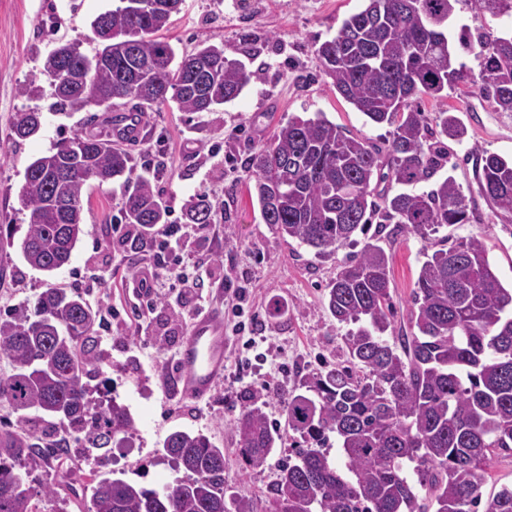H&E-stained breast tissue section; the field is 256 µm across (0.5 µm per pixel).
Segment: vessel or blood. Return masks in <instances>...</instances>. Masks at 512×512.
<instances>
[{"label": "vessel or blood", "mask_w": 512, "mask_h": 512, "mask_svg": "<svg viewBox=\"0 0 512 512\" xmlns=\"http://www.w3.org/2000/svg\"><path fill=\"white\" fill-rule=\"evenodd\" d=\"M227 338L224 316L212 310L197 316L177 351V389L184 398L201 401L214 391L224 375Z\"/></svg>", "instance_id": "obj_1"}]
</instances>
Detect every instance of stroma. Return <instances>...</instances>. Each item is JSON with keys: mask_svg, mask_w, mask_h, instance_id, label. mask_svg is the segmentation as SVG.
Here are the masks:
<instances>
[{"mask_svg": "<svg viewBox=\"0 0 512 512\" xmlns=\"http://www.w3.org/2000/svg\"><path fill=\"white\" fill-rule=\"evenodd\" d=\"M117 4L0 0V310L10 311L53 285L81 294L97 313H109L108 321L94 325L103 359L100 371L85 382L92 400H116L136 421L132 434L99 450L93 459L85 438L72 439L61 451L62 470L39 467L26 483L36 493L37 512H95L91 488L98 480L121 479L161 489L176 476L164 456L165 439L177 429L199 431L224 450L228 496H248L254 512H268V489L300 438L285 434L268 466L252 470L241 461L233 423L249 394L267 386L276 394L268 398L265 411L271 421H281L279 393L300 387L309 374L343 360L346 329L328 312L324 289L353 249L345 246L321 259L307 246L280 239L261 219L242 162L295 115L312 118L320 113L348 133L380 146L389 144L392 125L367 122L319 72L316 61L317 47L335 37L344 20L365 8L366 0H185L164 33L176 55L220 43L253 74L237 99L210 112H182L171 101L152 107L143 114L142 138L124 144L132 157V180L142 175L146 161L162 156L165 170L155 187L169 208L168 223L188 224V206L197 198L212 204L220 230H197L185 252V266L222 258L225 276L245 279L253 289L255 333L266 342L247 353L240 342L231 341L224 378L205 401L177 395L175 355L195 311L221 307L230 327L235 322L232 305L225 302L222 287L207 283L187 298L179 289H161L151 312L137 316L140 297L132 279L148 258L131 252L128 242L112 230L113 220L123 213L127 191L134 188L132 180L85 191V233L69 263L54 273L30 267L18 248L28 230V212L20 199L28 164L75 132H110L101 107L70 116L53 109L41 73L43 59L59 42L75 39L81 40L84 53L94 54L91 24ZM454 23L497 36L512 30V16L492 15L474 0H457ZM245 32L251 33L253 44L241 42ZM31 81L43 86L40 97L21 95V87ZM414 104L428 123L449 109L466 125L467 138L448 144L451 174L461 187L474 182L465 162L471 146L512 158V113L496 111L478 88L458 86L449 89L443 102L422 97ZM31 108L40 111L41 127L14 144L8 136L10 122L15 113ZM475 209L477 221L440 228L426 241L401 230L390 235L385 249L392 255L390 277L399 326L408 323L426 252L444 239L482 240L502 284L512 286V223L492 216L484 201H477ZM275 305L280 308L276 315L271 312Z\"/></svg>", "mask_w": 512, "mask_h": 512, "instance_id": "obj_1", "label": "stroma"}]
</instances>
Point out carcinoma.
<instances>
[{"label":"carcinoma","instance_id":"1","mask_svg":"<svg viewBox=\"0 0 512 512\" xmlns=\"http://www.w3.org/2000/svg\"><path fill=\"white\" fill-rule=\"evenodd\" d=\"M183 2L141 14L120 0L94 19L91 41L100 42L106 29L112 33V64L87 74L97 105L110 112L124 100L142 112L172 100L183 112H210L239 97L252 77L241 61L223 57L205 91L192 70L195 55L224 46L205 45L175 62L161 32ZM457 2L368 0L316 49L318 67L336 92L368 121L395 125L387 147L347 136L320 116H293L245 162L263 222L320 258L357 244L356 233L378 224L327 285L328 309L348 327L345 360L312 375L305 391L288 393L284 428L272 427L255 402L236 418L240 453L253 470L267 466L282 432L303 440L268 490L269 512H512V487L486 500L481 492L488 463L512 452V288L501 284L484 243L461 238L426 255L414 283L410 333L396 345L385 339L395 330L390 255L380 245L385 225L426 241L445 225L476 218L451 176L428 192L411 191L445 167L444 139L460 143L467 136L466 126L447 109L438 116L440 131L430 132L412 98L444 100L448 89L471 84L497 110L512 112V34L461 32V45L480 48V71L473 76L440 30L452 21ZM475 2L492 14L512 12V0ZM86 59L77 42L65 53L54 48L42 74L71 76L84 70ZM53 98L67 115L91 105L73 80L54 87ZM40 124V112H17L10 136L18 143ZM469 157L478 194L494 216L511 219L512 160L477 146ZM129 172L126 149L79 133L29 163L21 187L29 212L20 243L26 263L47 273L67 264L84 234L88 182L101 186ZM375 179L389 182L380 195L372 187ZM395 185L401 190L392 191ZM61 194L71 203L64 211L56 206ZM166 216L151 181L138 178L125 201V223L147 229L166 223ZM188 217L210 224L212 206L199 200ZM95 322L82 296L54 287L38 293L23 312L0 314V358L12 365L0 378V401L18 414V431H0V512H36L24 480L41 461L29 411H37L42 422L68 424L97 449L135 430L126 407L91 406L82 383L101 362ZM331 434L340 443L341 467L322 451ZM164 451L183 476L160 491L102 479L93 487L95 512H227L224 449L203 433L175 430ZM419 488L425 491L422 503Z\"/></svg>","mask_w":512,"mask_h":512}]
</instances>
